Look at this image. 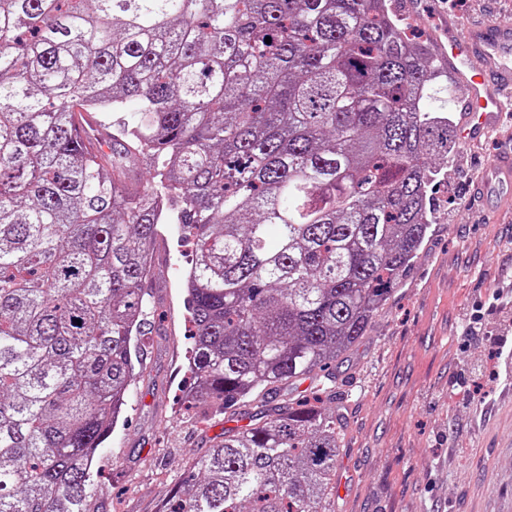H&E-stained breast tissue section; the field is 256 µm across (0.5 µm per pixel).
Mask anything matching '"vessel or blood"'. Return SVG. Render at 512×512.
<instances>
[{"label": "vessel or blood", "instance_id": "obj_1", "mask_svg": "<svg viewBox=\"0 0 512 512\" xmlns=\"http://www.w3.org/2000/svg\"><path fill=\"white\" fill-rule=\"evenodd\" d=\"M436 58L466 82L459 132L465 144L478 145L512 113V30L490 19L473 24L446 17L439 22ZM477 193L512 198V147L495 154Z\"/></svg>", "mask_w": 512, "mask_h": 512}]
</instances>
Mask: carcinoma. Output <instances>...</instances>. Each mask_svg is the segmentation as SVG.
Segmentation results:
<instances>
[{"instance_id": "obj_1", "label": "carcinoma", "mask_w": 512, "mask_h": 512, "mask_svg": "<svg viewBox=\"0 0 512 512\" xmlns=\"http://www.w3.org/2000/svg\"><path fill=\"white\" fill-rule=\"evenodd\" d=\"M443 77L390 0H0V512H91L163 224L195 246L185 400L249 423L162 512H335L319 394L430 232Z\"/></svg>"}]
</instances>
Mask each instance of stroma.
<instances>
[{
    "instance_id": "stroma-1",
    "label": "stroma",
    "mask_w": 512,
    "mask_h": 512,
    "mask_svg": "<svg viewBox=\"0 0 512 512\" xmlns=\"http://www.w3.org/2000/svg\"><path fill=\"white\" fill-rule=\"evenodd\" d=\"M431 10L512 29V0H430ZM512 143V124L476 147L457 143L433 187V225L412 267L336 365L325 395L340 419L336 512H512V403L501 391L497 338L464 336L473 314L503 333L512 306L493 293L512 280V210L471 200L472 176ZM193 250L178 225L154 244L146 288L155 305L139 339L145 367L127 419L104 445L92 512H160L182 466L229 429L183 404L191 340L183 274Z\"/></svg>"
}]
</instances>
